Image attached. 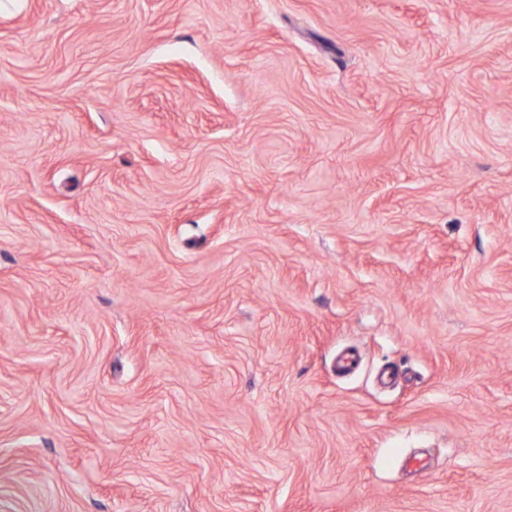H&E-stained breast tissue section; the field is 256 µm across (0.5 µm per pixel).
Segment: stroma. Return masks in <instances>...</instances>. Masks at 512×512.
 Listing matches in <instances>:
<instances>
[{
	"mask_svg": "<svg viewBox=\"0 0 512 512\" xmlns=\"http://www.w3.org/2000/svg\"><path fill=\"white\" fill-rule=\"evenodd\" d=\"M0 512H512V0H0Z\"/></svg>",
	"mask_w": 512,
	"mask_h": 512,
	"instance_id": "stroma-1",
	"label": "stroma"
}]
</instances>
